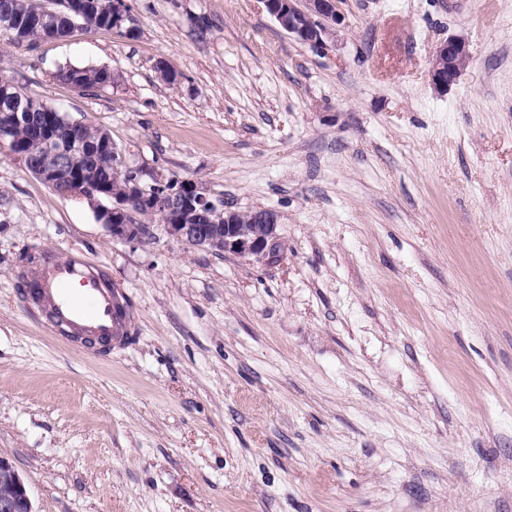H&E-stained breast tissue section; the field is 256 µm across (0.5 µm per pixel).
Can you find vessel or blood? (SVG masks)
<instances>
[{
	"instance_id": "vessel-or-blood-1",
	"label": "vessel or blood",
	"mask_w": 512,
	"mask_h": 512,
	"mask_svg": "<svg viewBox=\"0 0 512 512\" xmlns=\"http://www.w3.org/2000/svg\"><path fill=\"white\" fill-rule=\"evenodd\" d=\"M105 270L83 252L46 259L27 277L23 299L33 318L44 319L59 340L80 341L94 354H107V342L129 340L131 315L122 313L124 295L108 287Z\"/></svg>"
}]
</instances>
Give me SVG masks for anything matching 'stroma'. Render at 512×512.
Instances as JSON below:
<instances>
[{"label": "stroma", "instance_id": "stroma-1", "mask_svg": "<svg viewBox=\"0 0 512 512\" xmlns=\"http://www.w3.org/2000/svg\"><path fill=\"white\" fill-rule=\"evenodd\" d=\"M127 3L135 36L2 39L0 74L131 164L277 211L284 259L112 239L0 149V455L36 512H512V0H342L322 49L262 0ZM70 248L130 300L108 357L22 306V254ZM471 59L469 44L463 34H452L434 49L430 60V80L437 93H447L454 86ZM54 76L72 88L79 86L82 89L89 90L101 87L100 90H103L102 86L104 84L112 85V73L104 67L66 65L59 67Z\"/></svg>", "mask_w": 512, "mask_h": 512}]
</instances>
